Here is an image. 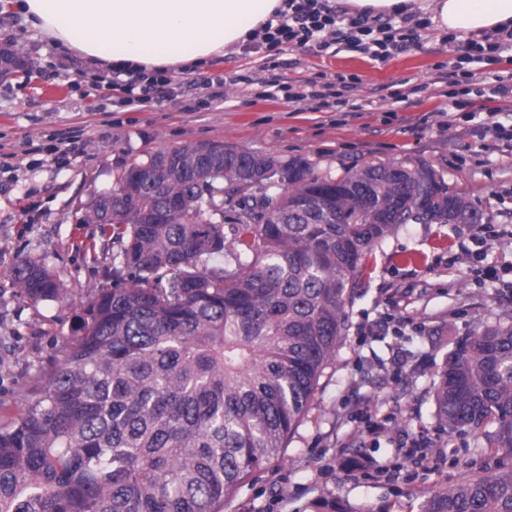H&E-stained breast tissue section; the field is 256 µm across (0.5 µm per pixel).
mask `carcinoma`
<instances>
[{"mask_svg":"<svg viewBox=\"0 0 512 512\" xmlns=\"http://www.w3.org/2000/svg\"><path fill=\"white\" fill-rule=\"evenodd\" d=\"M211 148L224 159L208 168L186 143L117 175L122 266L23 412L0 423V512H221L303 423L373 249L405 224L487 220L444 177L427 183L423 161L332 177L302 157ZM272 169L284 182L260 194L242 174ZM223 195L241 197L244 218L226 223ZM297 197L310 210H293ZM11 277L35 302L60 295L32 257ZM432 387L441 427L512 457V323L448 352ZM420 512H512V464L433 492Z\"/></svg>","mask_w":512,"mask_h":512,"instance_id":"cac0c4a2","label":"carcinoma"}]
</instances>
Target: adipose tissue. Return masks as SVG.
Instances as JSON below:
<instances>
[{
  "instance_id": "adipose-tissue-1",
  "label": "adipose tissue",
  "mask_w": 512,
  "mask_h": 512,
  "mask_svg": "<svg viewBox=\"0 0 512 512\" xmlns=\"http://www.w3.org/2000/svg\"><path fill=\"white\" fill-rule=\"evenodd\" d=\"M351 15L422 14L440 30H512V0H339ZM282 0H16L41 39L96 63L182 72L250 41Z\"/></svg>"
}]
</instances>
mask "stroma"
<instances>
[{
    "label": "stroma",
    "instance_id": "obj_1",
    "mask_svg": "<svg viewBox=\"0 0 512 512\" xmlns=\"http://www.w3.org/2000/svg\"><path fill=\"white\" fill-rule=\"evenodd\" d=\"M30 71L0 83V421L20 414L97 289L116 246L89 206L153 150L218 143L310 159L338 176L367 162L422 161L486 213L483 224H407L377 247L345 307V336L282 459L256 470L223 512H419L424 496L494 471L505 457L436 422L430 382L450 347L512 320V148L494 121L512 114V53L460 75L429 26L387 60L343 44L238 47L169 72L161 103L121 106L112 72L38 38L0 0V32ZM297 101L266 92L269 72ZM25 256L61 298L31 301L10 277Z\"/></svg>",
    "mask_w": 512,
    "mask_h": 512
}]
</instances>
